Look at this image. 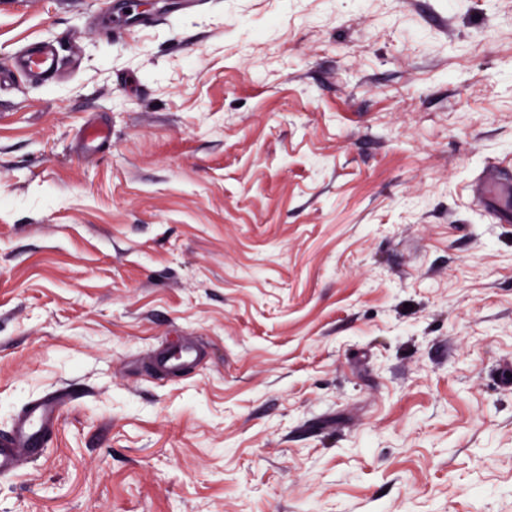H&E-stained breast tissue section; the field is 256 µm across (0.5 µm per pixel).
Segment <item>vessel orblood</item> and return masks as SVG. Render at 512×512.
<instances>
[{"label": "vessel or blood", "mask_w": 512, "mask_h": 512, "mask_svg": "<svg viewBox=\"0 0 512 512\" xmlns=\"http://www.w3.org/2000/svg\"><path fill=\"white\" fill-rule=\"evenodd\" d=\"M13 68L22 77L40 82L53 81L61 72L57 47L53 41L39 40L26 43L17 53ZM479 194H499L504 204L493 210V217L501 222H512V179L492 171L480 177L475 184ZM194 348H185L179 355L161 351L152 362L169 374L179 372L194 361ZM64 394L52 393L27 402L20 409L13 427L0 433V478L13 476L24 463L39 460L58 424Z\"/></svg>", "instance_id": "vessel-or-blood-1"}]
</instances>
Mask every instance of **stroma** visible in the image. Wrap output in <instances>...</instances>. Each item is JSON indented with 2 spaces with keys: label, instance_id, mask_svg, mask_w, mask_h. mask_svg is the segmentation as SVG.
I'll return each mask as SVG.
<instances>
[{
  "label": "stroma",
  "instance_id": "35a3bbf8",
  "mask_svg": "<svg viewBox=\"0 0 512 512\" xmlns=\"http://www.w3.org/2000/svg\"><path fill=\"white\" fill-rule=\"evenodd\" d=\"M120 6L0 0V512H512V0ZM13 68L27 79L44 83L53 81L61 72L55 43L50 40L26 43L15 56ZM479 194H499L504 196V204L499 209H493L492 215L499 222H512V179L503 178L497 167L480 177L475 184ZM196 351L193 347H186L184 352L178 356H173L171 353L160 351L153 356L152 364L158 367L167 374H176L187 363L195 360ZM64 402V394L52 393L22 406L13 427L0 433L1 479L13 476L25 462H34L43 456Z\"/></svg>",
  "mask_w": 512,
  "mask_h": 512
}]
</instances>
